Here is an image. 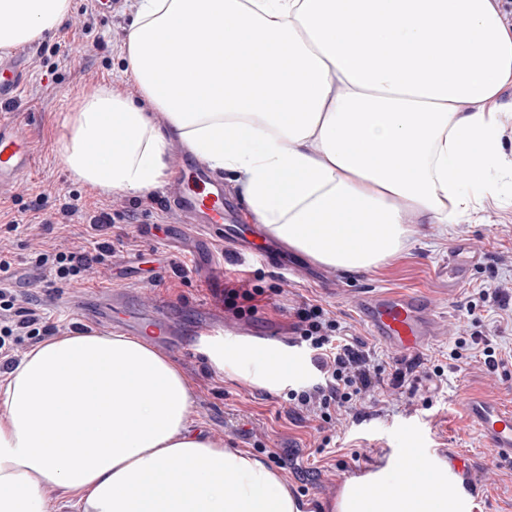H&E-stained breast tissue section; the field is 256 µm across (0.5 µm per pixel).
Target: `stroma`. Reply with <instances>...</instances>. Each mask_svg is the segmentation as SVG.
Segmentation results:
<instances>
[{"instance_id":"stroma-1","label":"stroma","mask_w":512,"mask_h":512,"mask_svg":"<svg viewBox=\"0 0 512 512\" xmlns=\"http://www.w3.org/2000/svg\"><path fill=\"white\" fill-rule=\"evenodd\" d=\"M135 15L134 0H125L109 16L95 13L92 0H73L54 34L25 45V82L9 110L29 136L38 167L13 190L0 194L2 210L11 208L16 193L27 207L34 200L40 205L39 212L28 209L16 216L15 266L20 277L39 278L37 285L22 289V296L38 304L46 325H77L98 333L108 332V324L67 307L68 299L101 297L117 287L128 290L133 301L165 303L179 335L158 351L175 362L189 382L191 427L214 443L249 453L279 474L300 512H335L346 480L395 462L407 444L426 449L436 463L442 460L441 449L468 451L479 462L477 480L484 491L481 512H512V463L490 459L482 437L469 428L459 405V396L465 392L512 401V360L491 370L448 357L458 339L473 333L493 335L498 346L512 350V311L478 304L481 289L512 284V199L504 195L486 200L478 214L455 224L418 225L399 254L370 271L348 272L289 249L300 268L291 276L258 258L239 255L231 245L182 223L165 201V185L143 195L92 189L71 176L58 140L64 119L81 93L113 87L137 95L123 53ZM88 17L93 30L86 35L81 25ZM76 194L81 197L79 207L67 230L59 231L52 220ZM111 202L136 217L131 224L116 220L110 230L112 240L124 243L111 278L92 274L77 285L47 287L46 272L38 271L28 259L27 224L45 220L46 236L60 248H71L86 237L95 206ZM465 241L486 253L487 262L472 270L452 294L437 270L449 249ZM179 267L184 276L176 275ZM242 273L267 292L257 313L246 321L225 314L223 291L212 285L215 279H233ZM410 288L421 289L445 310L446 335L428 360L414 369L402 391L344 413L331 423L297 425L288 416V389L315 377L308 357H301L300 372L268 382L263 370L242 353L252 338L287 334L292 321L289 308L310 301L336 316L351 342L370 348L383 378L391 379L397 364L371 339L357 317L355 302L366 290ZM206 318L232 330L224 339L220 370L196 350L194 331ZM438 365L443 368L439 375L433 372Z\"/></svg>"}]
</instances>
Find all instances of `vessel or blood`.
Here are the masks:
<instances>
[{"label": "vessel or blood", "mask_w": 512, "mask_h": 512, "mask_svg": "<svg viewBox=\"0 0 512 512\" xmlns=\"http://www.w3.org/2000/svg\"><path fill=\"white\" fill-rule=\"evenodd\" d=\"M24 79L22 54L0 60L1 105L18 98ZM36 165L26 135L13 119L0 114V193L31 174ZM174 173L178 188L169 198V205L188 220L223 233L232 207L224 199L222 177L199 159H179ZM483 258V253L470 243L454 246L445 263L449 288H458ZM112 309V324L122 333L149 335L161 342L175 333L164 307L141 310L116 291L112 294ZM359 317L371 336L403 366L427 360L445 322L436 305L425 294L414 291L363 293ZM460 406L469 425L482 436L492 459L512 461V406L471 393L462 396ZM448 460L453 472L461 477L463 490L472 491L475 459L452 448Z\"/></svg>", "instance_id": "vessel-or-blood-1"}]
</instances>
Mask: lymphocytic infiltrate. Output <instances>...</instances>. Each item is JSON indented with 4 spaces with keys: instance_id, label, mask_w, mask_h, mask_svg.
Masks as SVG:
<instances>
[{
    "instance_id": "1",
    "label": "lymphocytic infiltrate",
    "mask_w": 512,
    "mask_h": 512,
    "mask_svg": "<svg viewBox=\"0 0 512 512\" xmlns=\"http://www.w3.org/2000/svg\"><path fill=\"white\" fill-rule=\"evenodd\" d=\"M112 227L111 208L101 209L91 220L95 233L91 249L63 251L33 236L30 243L35 262L45 268L52 282L73 284L82 281L92 266L111 269L115 247L108 239ZM265 295L250 279L238 278L224 285V311L235 318L253 316ZM295 344L307 349L315 363L316 382L289 389L288 401L296 417H313L331 422L336 414L350 410L383 386L403 387L407 374L396 371L384 382L370 350L356 346L341 334V325L321 305L303 303L294 308L289 326ZM55 327L45 325L38 309L9 287H0V371L16 365L14 350L24 337L55 335Z\"/></svg>"
}]
</instances>
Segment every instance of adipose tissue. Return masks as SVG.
<instances>
[{
    "instance_id": "ef3b65f1",
    "label": "adipose tissue",
    "mask_w": 512,
    "mask_h": 512,
    "mask_svg": "<svg viewBox=\"0 0 512 512\" xmlns=\"http://www.w3.org/2000/svg\"><path fill=\"white\" fill-rule=\"evenodd\" d=\"M71 6L0 0V49L44 38ZM184 36L194 50L180 58ZM125 58L139 99L80 95L58 141L94 189L150 192L177 139L233 176L255 223L351 271L399 253L407 214L455 224L512 191L494 109L512 84V27L494 0H138ZM464 100L477 110L458 111ZM68 385L71 402H55ZM190 403L149 337L40 342L0 378V512H50L45 483L75 492L79 512H299L261 461L194 432ZM404 454L348 480L336 512H468L447 467L414 473L419 449Z\"/></svg>"
}]
</instances>
